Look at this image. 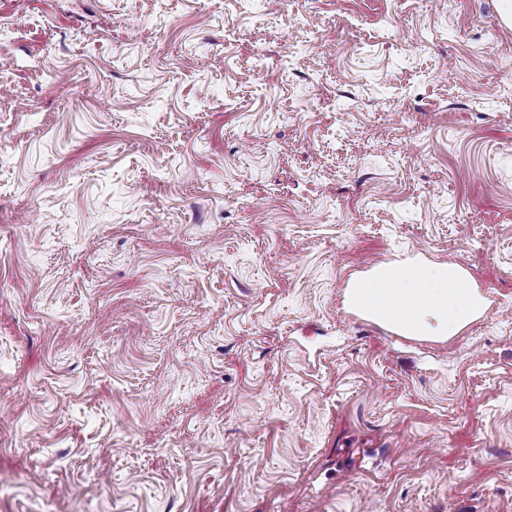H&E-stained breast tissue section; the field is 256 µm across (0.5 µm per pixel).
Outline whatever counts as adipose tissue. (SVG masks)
<instances>
[{
  "label": "adipose tissue",
  "mask_w": 512,
  "mask_h": 512,
  "mask_svg": "<svg viewBox=\"0 0 512 512\" xmlns=\"http://www.w3.org/2000/svg\"><path fill=\"white\" fill-rule=\"evenodd\" d=\"M455 263L383 264L352 280L349 305L411 337H448L485 309L477 286L465 285Z\"/></svg>",
  "instance_id": "1"
}]
</instances>
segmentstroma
I'll list each match as a JSON object with an SVG mask.
<instances>
[{
  "label": "stroma",
  "mask_w": 512,
  "mask_h": 512,
  "mask_svg": "<svg viewBox=\"0 0 512 512\" xmlns=\"http://www.w3.org/2000/svg\"><path fill=\"white\" fill-rule=\"evenodd\" d=\"M0 80V512H512L501 0H0ZM466 281L455 263L383 264L347 288L349 305L411 337H448L458 333L485 309L478 287Z\"/></svg>",
  "instance_id": "obj_1"
}]
</instances>
